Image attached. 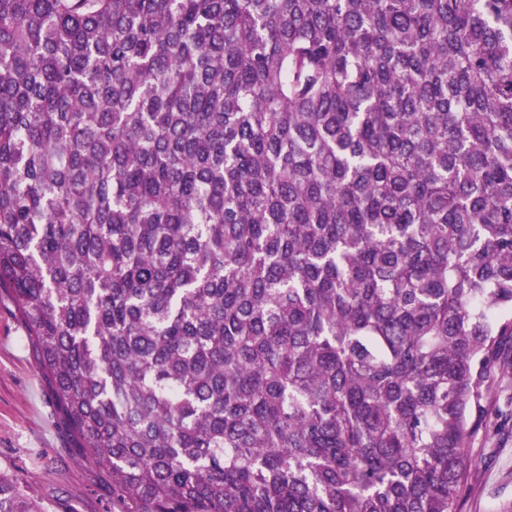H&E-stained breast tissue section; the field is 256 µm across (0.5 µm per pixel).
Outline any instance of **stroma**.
Instances as JSON below:
<instances>
[{
    "mask_svg": "<svg viewBox=\"0 0 512 512\" xmlns=\"http://www.w3.org/2000/svg\"><path fill=\"white\" fill-rule=\"evenodd\" d=\"M487 428L470 446L472 464L458 512H501L512 503V371L497 374L485 401ZM0 468L19 473L32 495L106 512L108 479L82 457L39 373L25 331L0 292Z\"/></svg>",
    "mask_w": 512,
    "mask_h": 512,
    "instance_id": "obj_1",
    "label": "stroma"
}]
</instances>
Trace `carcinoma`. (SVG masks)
I'll list each match as a JSON object with an SVG mask.
<instances>
[{
    "label": "carcinoma",
    "mask_w": 512,
    "mask_h": 512,
    "mask_svg": "<svg viewBox=\"0 0 512 512\" xmlns=\"http://www.w3.org/2000/svg\"><path fill=\"white\" fill-rule=\"evenodd\" d=\"M0 291L119 512H457L512 0H0Z\"/></svg>",
    "instance_id": "cac0c4a2"
}]
</instances>
